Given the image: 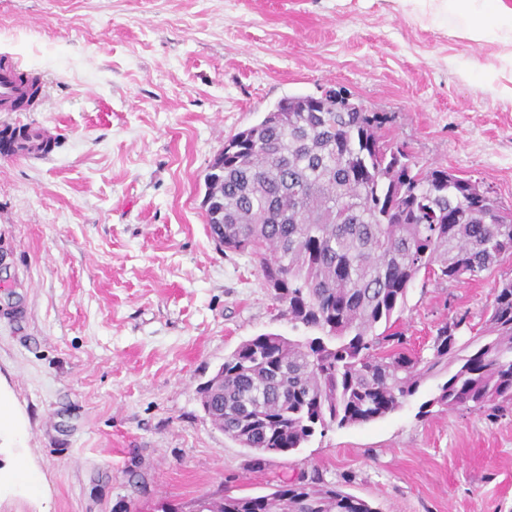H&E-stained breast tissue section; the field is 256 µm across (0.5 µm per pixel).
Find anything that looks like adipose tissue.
Returning a JSON list of instances; mask_svg holds the SVG:
<instances>
[{
  "label": "adipose tissue",
  "instance_id": "1",
  "mask_svg": "<svg viewBox=\"0 0 512 512\" xmlns=\"http://www.w3.org/2000/svg\"><path fill=\"white\" fill-rule=\"evenodd\" d=\"M423 16L443 13L463 22L462 36L480 41L491 35L512 38V6L506 0H411Z\"/></svg>",
  "mask_w": 512,
  "mask_h": 512
}]
</instances>
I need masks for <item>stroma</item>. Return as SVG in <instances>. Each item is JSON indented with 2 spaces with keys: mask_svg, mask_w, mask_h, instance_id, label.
I'll return each instance as SVG.
<instances>
[{
  "mask_svg": "<svg viewBox=\"0 0 512 512\" xmlns=\"http://www.w3.org/2000/svg\"><path fill=\"white\" fill-rule=\"evenodd\" d=\"M457 27L400 0H0V62L42 76L40 106L0 112V132L54 140L0 156V391L24 421L0 431V512H169L315 473L377 512H512V406L420 415L441 377L259 470L198 394L242 342L306 334L203 204L225 140L280 99L333 88L388 113L419 163L512 208V44ZM510 277L507 258L417 278L398 328L429 356L437 323L482 327Z\"/></svg>",
  "mask_w": 512,
  "mask_h": 512,
  "instance_id": "35a3bbf8",
  "label": "stroma"
}]
</instances>
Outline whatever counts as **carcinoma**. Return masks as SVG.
Instances as JSON below:
<instances>
[{"mask_svg": "<svg viewBox=\"0 0 512 512\" xmlns=\"http://www.w3.org/2000/svg\"><path fill=\"white\" fill-rule=\"evenodd\" d=\"M281 99L224 142L209 166L211 235L251 255L295 326L290 340L242 342L200 388L213 426L264 456L286 454L333 426L376 421L437 371L448 378L420 406L495 410L512 403V278L494 289L483 334L466 316L436 326L428 359L392 318L419 275L474 278L512 257V210L470 178L423 168L388 138V117L332 90L316 107ZM193 512H375L318 477L259 496L201 497Z\"/></svg>", "mask_w": 512, "mask_h": 512, "instance_id": "cac0c4a2", "label": "carcinoma"}]
</instances>
